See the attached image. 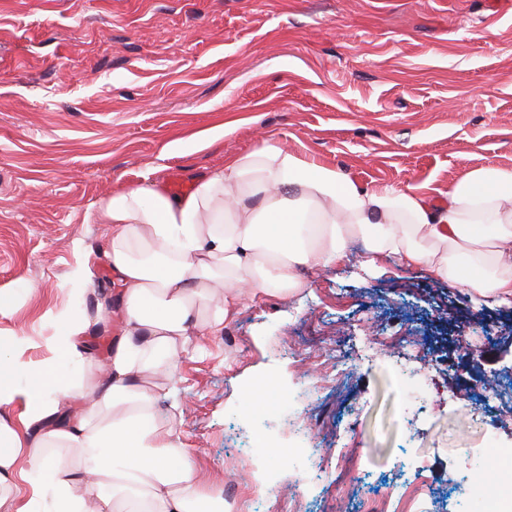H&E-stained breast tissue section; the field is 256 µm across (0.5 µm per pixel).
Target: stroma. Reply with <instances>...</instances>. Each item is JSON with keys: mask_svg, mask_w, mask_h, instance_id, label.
Listing matches in <instances>:
<instances>
[{"mask_svg": "<svg viewBox=\"0 0 512 512\" xmlns=\"http://www.w3.org/2000/svg\"><path fill=\"white\" fill-rule=\"evenodd\" d=\"M263 135L371 187L512 168V0H0V355L46 358L70 308L100 343L93 387L124 330L120 310L94 317L114 280L100 201L193 183ZM347 254L220 328L200 312L159 421L228 512H497L512 303L421 267L365 272L359 238Z\"/></svg>", "mask_w": 512, "mask_h": 512, "instance_id": "obj_1", "label": "stroma"}]
</instances>
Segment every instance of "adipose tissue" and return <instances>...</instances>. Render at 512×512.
I'll return each instance as SVG.
<instances>
[{"instance_id": "ef3b65f1", "label": "adipose tissue", "mask_w": 512, "mask_h": 512, "mask_svg": "<svg viewBox=\"0 0 512 512\" xmlns=\"http://www.w3.org/2000/svg\"><path fill=\"white\" fill-rule=\"evenodd\" d=\"M94 221L112 227L126 331L89 411L73 423H62L63 409L85 391L61 367L80 366L85 322L57 311L48 358L0 365V405L19 409L0 415V512H86L90 499L99 512H224L223 499L199 492L175 432L154 418V379L171 374L212 291L224 298L213 317L220 325L243 301L303 287L298 269L342 261L359 236L369 267L394 260L512 300L510 168L472 170L432 198L416 185L360 186L265 140L197 178L187 195L150 185L114 193ZM51 448L76 449L79 465L62 467ZM20 479L31 497L19 506Z\"/></svg>"}]
</instances>
